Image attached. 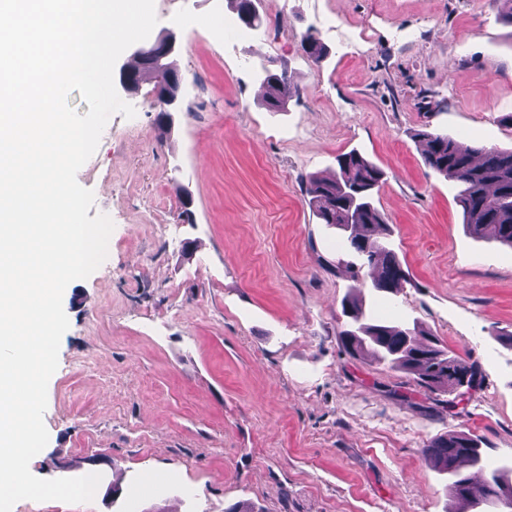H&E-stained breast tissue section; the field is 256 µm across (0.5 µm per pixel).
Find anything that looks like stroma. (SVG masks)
<instances>
[{"mask_svg":"<svg viewBox=\"0 0 512 512\" xmlns=\"http://www.w3.org/2000/svg\"><path fill=\"white\" fill-rule=\"evenodd\" d=\"M255 4L251 31L229 0H155L182 109L165 132L150 83L118 88L136 115L113 114L77 173L114 229L106 260L63 293L49 441L29 465L102 480L92 501L12 512H456L423 453L451 430L512 468V248L467 229L456 183L415 137L512 147V27L493 0ZM263 67L288 71L286 111L264 107ZM351 151L384 173L372 203L410 277L394 293L368 268L353 283L342 232L305 192ZM353 292L478 362L480 389L461 402L346 352Z\"/></svg>","mask_w":512,"mask_h":512,"instance_id":"1","label":"stroma"}]
</instances>
